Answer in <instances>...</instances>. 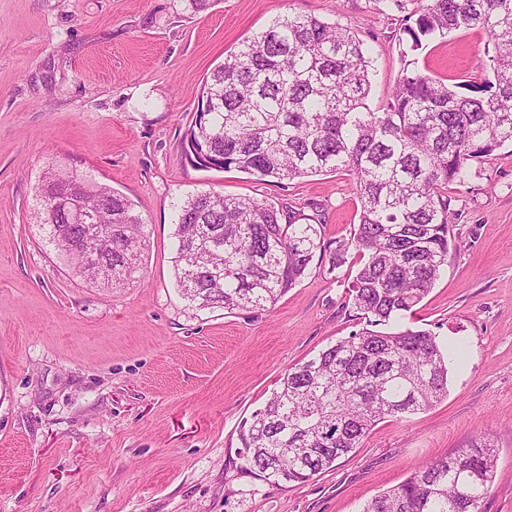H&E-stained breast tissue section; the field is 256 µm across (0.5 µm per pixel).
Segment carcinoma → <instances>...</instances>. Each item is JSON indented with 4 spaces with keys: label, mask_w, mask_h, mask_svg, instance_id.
Masks as SVG:
<instances>
[{
    "label": "carcinoma",
    "mask_w": 512,
    "mask_h": 512,
    "mask_svg": "<svg viewBox=\"0 0 512 512\" xmlns=\"http://www.w3.org/2000/svg\"><path fill=\"white\" fill-rule=\"evenodd\" d=\"M416 51L422 39L480 29L493 44L492 77L463 93L417 68H404L389 101L367 104L369 58L349 30L307 15L273 21L224 57L204 80L205 119L184 137L262 184L347 171L359 223L336 242L332 267L352 251L360 267L348 304L363 327L285 371L265 406L239 431L240 468L265 481L304 483L359 447L381 420H401L448 395V354L436 336L400 322L412 316L451 260L448 185L469 161L512 145V0H412ZM72 178L51 173L39 191L46 242L76 273L102 288L131 280L146 245L134 204L85 184L82 204L98 210L103 261L84 266L63 248L80 227L47 209ZM175 281L197 309L267 310L326 251L317 224L282 222L272 203L216 191L177 210ZM497 456L485 435L436 458L375 496L362 512H482Z\"/></svg>",
    "instance_id": "obj_1"
}]
</instances>
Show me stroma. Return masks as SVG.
Masks as SVG:
<instances>
[{
  "label": "stroma",
  "instance_id": "1",
  "mask_svg": "<svg viewBox=\"0 0 512 512\" xmlns=\"http://www.w3.org/2000/svg\"><path fill=\"white\" fill-rule=\"evenodd\" d=\"M312 15L373 59L367 103L386 104L407 60L476 84L490 36L459 29L410 51L395 0H0V512H362L421 464L487 433L496 477L483 512H512V147L449 185L452 260L410 318L453 348L448 395L377 424L305 483L242 471L239 429L284 372L359 330L346 305L359 260L329 255L265 311L197 309L174 273L175 206L214 190L320 225L358 221L339 171L261 184L184 152L206 76L269 22ZM112 187L147 229L133 279L101 288L46 244L48 171Z\"/></svg>",
  "mask_w": 512,
  "mask_h": 512
}]
</instances>
